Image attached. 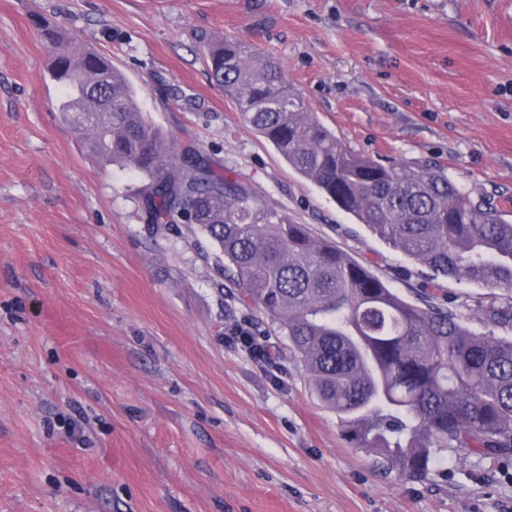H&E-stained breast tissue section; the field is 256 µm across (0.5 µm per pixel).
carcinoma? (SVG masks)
Returning <instances> with one entry per match:
<instances>
[{
  "mask_svg": "<svg viewBox=\"0 0 512 512\" xmlns=\"http://www.w3.org/2000/svg\"><path fill=\"white\" fill-rule=\"evenodd\" d=\"M63 88L60 111L101 163L138 172L146 223L196 225L221 249L220 278L288 342L346 440L400 480L429 477L443 452L512 454V339L478 335L458 310L413 303L276 208L193 143L148 123L112 60L36 23ZM208 73L300 176L374 235L436 275L486 288V321L512 327V221L443 168L383 163L346 148L260 49L208 45Z\"/></svg>",
  "mask_w": 512,
  "mask_h": 512,
  "instance_id": "carcinoma-1",
  "label": "carcinoma"
}]
</instances>
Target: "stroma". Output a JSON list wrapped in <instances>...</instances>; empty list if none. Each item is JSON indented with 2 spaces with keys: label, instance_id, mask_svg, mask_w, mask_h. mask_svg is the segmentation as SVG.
Segmentation results:
<instances>
[{
  "label": "stroma",
  "instance_id": "obj_1",
  "mask_svg": "<svg viewBox=\"0 0 512 512\" xmlns=\"http://www.w3.org/2000/svg\"><path fill=\"white\" fill-rule=\"evenodd\" d=\"M112 59L148 119L251 182L408 299L470 330L490 292L377 236L244 124L204 47L270 54L347 147L428 164L512 212V0H0V512H512V460L399 481L343 437L285 339L221 284L196 226L148 229L135 174L59 110L32 19Z\"/></svg>",
  "mask_w": 512,
  "mask_h": 512
}]
</instances>
